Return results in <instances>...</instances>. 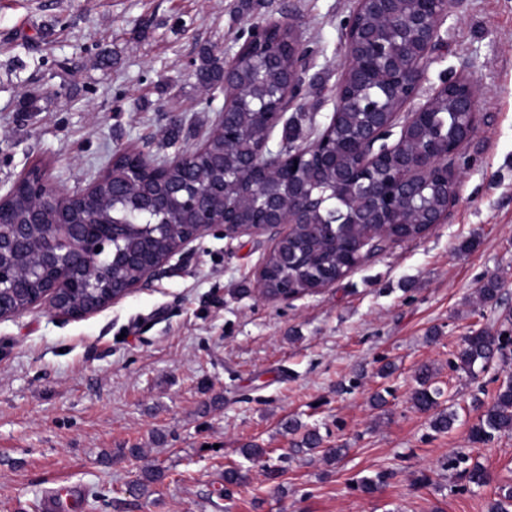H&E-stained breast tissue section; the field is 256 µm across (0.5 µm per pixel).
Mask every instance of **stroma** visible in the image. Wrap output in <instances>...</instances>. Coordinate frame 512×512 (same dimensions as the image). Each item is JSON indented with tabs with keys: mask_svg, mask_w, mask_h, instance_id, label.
I'll use <instances>...</instances> for the list:
<instances>
[{
	"mask_svg": "<svg viewBox=\"0 0 512 512\" xmlns=\"http://www.w3.org/2000/svg\"><path fill=\"white\" fill-rule=\"evenodd\" d=\"M354 7L0 0V188L37 163L72 193L115 150L195 149L224 103L194 76L201 49L233 55L269 19L292 24L308 52L287 113L313 142L333 112ZM441 34L422 94L461 74L481 91L446 223L288 301L257 285L270 234L214 229L87 318L43 306L0 320V512H43L65 484L81 490L68 512H488L512 488V435L469 439L474 401L492 402L512 362L472 376L453 366L465 336L505 329L512 311V0H453ZM492 277L501 293L485 303L478 290ZM424 365L456 415L448 432L411 402ZM288 419L344 455L295 451ZM249 443L266 448V464L244 458ZM476 463L486 486L465 477ZM230 466L245 479L228 488ZM148 468L163 477L142 495ZM376 476L379 488L363 492L360 480Z\"/></svg>",
	"mask_w": 512,
	"mask_h": 512,
	"instance_id": "35a3bbf8",
	"label": "stroma"
}]
</instances>
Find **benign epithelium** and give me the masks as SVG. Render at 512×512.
Returning <instances> with one entry per match:
<instances>
[{
	"mask_svg": "<svg viewBox=\"0 0 512 512\" xmlns=\"http://www.w3.org/2000/svg\"><path fill=\"white\" fill-rule=\"evenodd\" d=\"M450 4L451 0H356L349 20L345 32L346 66L336 89L334 111L361 112L367 117V125L362 135L349 144L351 173L344 179L356 191L364 181L363 173L382 171L381 178L377 179L378 192L370 200V207L379 215L392 208L397 196L422 190L435 183L447 188L448 203L456 200L455 162L476 128L478 89L469 77L459 75L442 82L424 102L415 103L431 56L442 44L441 28L448 18ZM383 27L396 28L414 50L402 79L392 84H382L378 80L380 74L400 67L381 33ZM240 100L235 86H224V108L219 112L218 125L224 129L228 127V120L237 111ZM442 100L446 101L448 109L460 117L458 139L453 144L428 133L430 116ZM407 106L410 111L406 113L398 140L391 145L384 143V139L389 137V130L388 126L377 123V115L385 113L394 119ZM252 117L262 123L267 131L283 121V113L265 108L254 109ZM268 140L266 136L255 141L252 153L236 176L244 173L260 175L266 159L277 160L307 197L306 204L292 205L259 189L252 196L258 218L250 224H242L227 206L206 210L199 208L201 194L197 190H190L183 204L195 212V223L180 241L176 252H183L190 243L214 228L224 231V237L229 239L274 231V249L283 250L293 226L308 223V209H323L329 213L336 211V207L331 205L330 196H314L309 187V167L313 162L325 165L336 162V142L330 140V129H325L312 143L297 147L283 156L269 149ZM38 174L39 178L32 183L34 205L30 209L28 222L14 225L15 231L23 233L30 225L42 223L43 209L51 204L57 209L58 219L50 224L52 231L45 242L47 254L57 258L79 245L89 257L110 258L118 242L115 232L99 230L96 223L91 221L82 224L85 228L82 232L69 221L70 214L82 210L85 200L96 194L98 183L94 182L75 193H65L51 185L44 169H39ZM146 214L152 217L146 222L149 229L160 233L166 230L168 220L161 203L148 207ZM447 217L446 209L436 211L424 208L413 213L414 222L418 224H442ZM283 226L286 227L284 231L281 230ZM143 267L144 273L140 279L110 288V298L98 307L69 312L59 308L60 283L48 281L33 295L28 308L47 305L62 317L82 319L135 292L144 281L155 275L160 265L151 262L143 264Z\"/></svg>",
	"mask_w": 512,
	"mask_h": 512,
	"instance_id": "obj_1",
	"label": "benign epithelium"
}]
</instances>
